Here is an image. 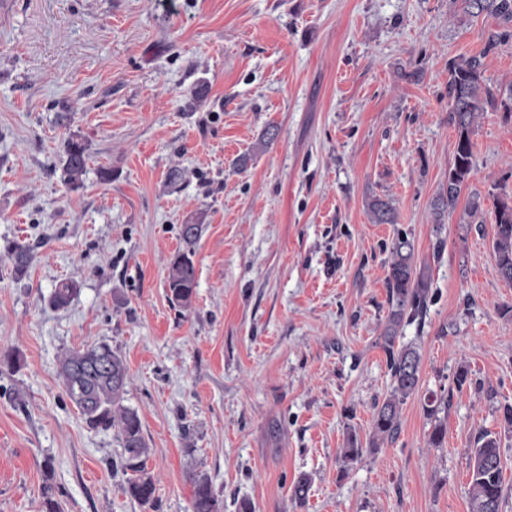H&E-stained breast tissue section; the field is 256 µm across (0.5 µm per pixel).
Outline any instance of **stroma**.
Wrapping results in <instances>:
<instances>
[{
  "instance_id": "obj_1",
  "label": "stroma",
  "mask_w": 512,
  "mask_h": 512,
  "mask_svg": "<svg viewBox=\"0 0 512 512\" xmlns=\"http://www.w3.org/2000/svg\"><path fill=\"white\" fill-rule=\"evenodd\" d=\"M0 11V512H192L191 475L222 512H469L475 438L501 439L512 512V282L479 193L512 196V117L483 113L475 166L443 229L430 202L448 180V62L484 54L512 85V40L452 0H10ZM275 127L274 140L264 133ZM89 154L64 183L68 139ZM381 198L397 213L377 224ZM200 224L197 288L172 306L167 261ZM428 262L422 356L398 434L349 470L391 391L380 346L390 248ZM34 249L24 277L8 243ZM77 283L67 308L49 300ZM101 342L124 358V404L150 448L152 503L125 491L114 430L90 428L58 375L61 355ZM469 383L454 381L458 365ZM494 399H487V391ZM448 401L429 444V396ZM302 474L303 502L290 496Z\"/></svg>"
}]
</instances>
